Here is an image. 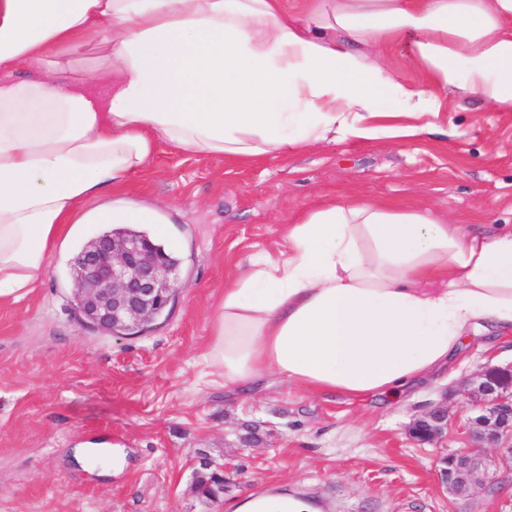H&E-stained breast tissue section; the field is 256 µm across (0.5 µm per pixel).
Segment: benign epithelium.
<instances>
[{
    "label": "benign epithelium",
    "instance_id": "1",
    "mask_svg": "<svg viewBox=\"0 0 512 512\" xmlns=\"http://www.w3.org/2000/svg\"><path fill=\"white\" fill-rule=\"evenodd\" d=\"M177 266L146 235L105 234L89 241L73 258L71 279L78 312L104 335L130 331L155 320L183 288ZM469 445L436 459L440 484L467 492L485 467L481 449L492 448L512 466V364L477 373L471 392ZM448 429V406L438 403L410 426V436L432 443Z\"/></svg>",
    "mask_w": 512,
    "mask_h": 512
}]
</instances>
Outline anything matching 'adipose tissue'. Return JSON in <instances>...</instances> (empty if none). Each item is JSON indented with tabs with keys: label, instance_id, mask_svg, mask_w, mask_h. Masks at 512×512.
Segmentation results:
<instances>
[{
	"label": "adipose tissue",
	"instance_id": "ef3b65f1",
	"mask_svg": "<svg viewBox=\"0 0 512 512\" xmlns=\"http://www.w3.org/2000/svg\"><path fill=\"white\" fill-rule=\"evenodd\" d=\"M383 96L418 125L379 123ZM470 98L512 112V0H0V300L85 225L164 223L126 191L158 142L240 161L392 142ZM284 237L287 257L254 259L210 319L204 359L228 393L400 399L479 322L512 334V229L345 199ZM388 57L395 72L404 79L416 77L415 66L406 49L397 47L388 51Z\"/></svg>",
	"mask_w": 512,
	"mask_h": 512
}]
</instances>
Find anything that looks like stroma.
Masks as SVG:
<instances>
[{
	"mask_svg": "<svg viewBox=\"0 0 512 512\" xmlns=\"http://www.w3.org/2000/svg\"><path fill=\"white\" fill-rule=\"evenodd\" d=\"M132 197L164 206L159 244L183 288L134 336L86 325L71 301L68 253L19 301L0 300V512H225L282 488L317 512H512V469L493 463L462 496L445 493L433 444L409 436L438 402L466 416L471 382L512 364V338L480 324L446 376L406 399L347 402L281 382L229 396L203 354L209 320L239 266L278 253L283 225L331 198L430 207L472 229L512 226V112L474 99L396 143L339 140L248 164L159 144ZM81 442L119 447L110 466L76 460ZM224 493L194 490L201 459Z\"/></svg>",
	"mask_w": 512,
	"mask_h": 512,
	"instance_id": "35a3bbf8",
	"label": "stroma"
}]
</instances>
